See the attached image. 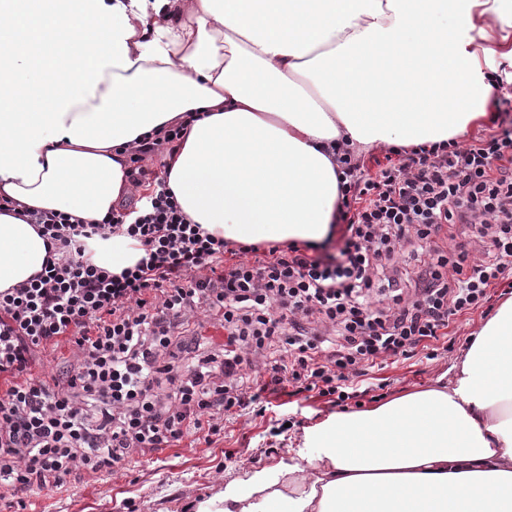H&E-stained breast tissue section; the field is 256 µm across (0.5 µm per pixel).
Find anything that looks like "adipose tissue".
<instances>
[{"label":"adipose tissue","instance_id":"ef3b65f1","mask_svg":"<svg viewBox=\"0 0 512 512\" xmlns=\"http://www.w3.org/2000/svg\"><path fill=\"white\" fill-rule=\"evenodd\" d=\"M511 13L507 0H0V199L99 222L134 192L128 148L183 122L164 163L192 222L243 243L319 240L336 148L485 121L482 59L512 62ZM89 249L115 274L143 255L117 235ZM47 257L33 225L0 211V291ZM446 375L305 427L286 460L190 512H512V297Z\"/></svg>","mask_w":512,"mask_h":512}]
</instances>
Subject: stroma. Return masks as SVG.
Wrapping results in <instances>:
<instances>
[{"instance_id":"35a3bbf8","label":"stroma","mask_w":512,"mask_h":512,"mask_svg":"<svg viewBox=\"0 0 512 512\" xmlns=\"http://www.w3.org/2000/svg\"><path fill=\"white\" fill-rule=\"evenodd\" d=\"M512 293V277L492 292L483 308L460 317L448 349L438 357L425 352L373 368L376 388L366 394L363 407H371L406 392L435 384L466 348L471 335L494 313L503 294ZM326 399L280 394L262 413L250 412L224 421V428L211 446L182 441L175 447L147 453L106 475L85 471L71 476L64 488L35 490L27 498V512H126L135 502L139 512H185L189 501L208 498L215 486L236 477L250 465H272L287 456L303 427L335 413ZM294 418L288 431H279V421Z\"/></svg>"}]
</instances>
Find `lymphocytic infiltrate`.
<instances>
[{
    "label": "lymphocytic infiltrate",
    "instance_id": "obj_1",
    "mask_svg": "<svg viewBox=\"0 0 512 512\" xmlns=\"http://www.w3.org/2000/svg\"><path fill=\"white\" fill-rule=\"evenodd\" d=\"M466 144L391 146L377 169L338 158V200L319 242L244 244L205 232L147 156L172 151L180 127L130 157L149 186L141 215L87 224L25 210L53 250L40 274L0 292V485L11 512L77 470L114 471L186 437L211 443L225 417L263 396L360 398L371 368L437 354L457 317L512 276V97ZM121 234L143 257L114 274L88 240ZM67 351L66 368L39 372Z\"/></svg>",
    "mask_w": 512,
    "mask_h": 512
}]
</instances>
